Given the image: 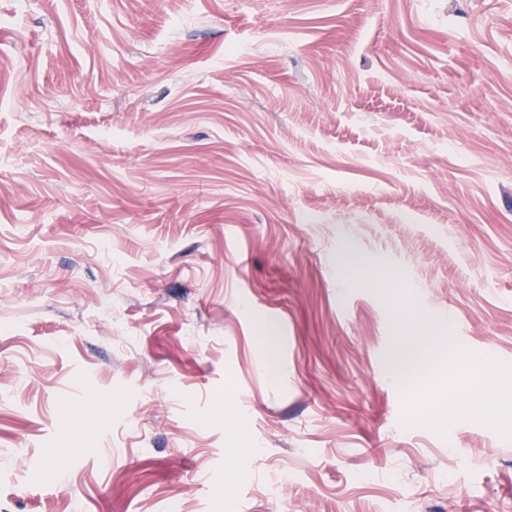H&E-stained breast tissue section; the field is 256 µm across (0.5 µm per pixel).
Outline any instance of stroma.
I'll return each mask as SVG.
<instances>
[{"label":"stroma","instance_id":"35a3bbf8","mask_svg":"<svg viewBox=\"0 0 512 512\" xmlns=\"http://www.w3.org/2000/svg\"><path fill=\"white\" fill-rule=\"evenodd\" d=\"M400 316L512 369V0H0V512H512ZM272 329L266 328L264 336L259 337V350L261 353V368L272 379H277L280 374V367L275 348Z\"/></svg>","mask_w":512,"mask_h":512}]
</instances>
